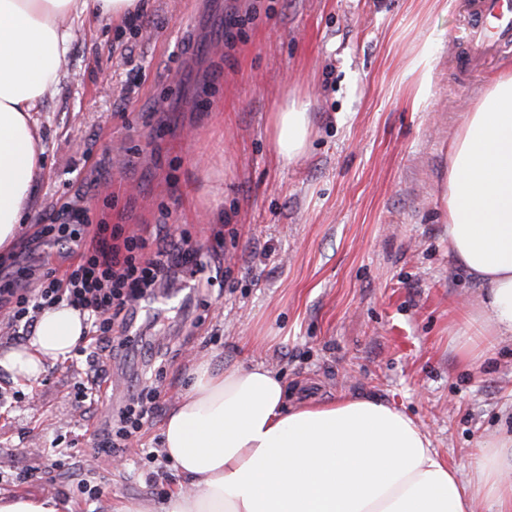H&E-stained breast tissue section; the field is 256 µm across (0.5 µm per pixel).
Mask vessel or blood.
<instances>
[{
  "label": "vessel or blood",
  "mask_w": 512,
  "mask_h": 512,
  "mask_svg": "<svg viewBox=\"0 0 512 512\" xmlns=\"http://www.w3.org/2000/svg\"><path fill=\"white\" fill-rule=\"evenodd\" d=\"M472 17L469 44L474 58L512 44V0H474Z\"/></svg>",
  "instance_id": "vessel-or-blood-1"
}]
</instances>
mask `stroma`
<instances>
[{"mask_svg":"<svg viewBox=\"0 0 512 512\" xmlns=\"http://www.w3.org/2000/svg\"><path fill=\"white\" fill-rule=\"evenodd\" d=\"M142 2L149 26L76 30L35 114L45 162L18 240L69 207L126 236L171 225L205 271L136 302L124 334L138 352L102 355L111 397L79 398L87 339L38 378L0 369V496L162 512L186 484L160 456L165 410L204 358L266 363L292 404L395 406L468 470L479 441L512 429V343L481 367L459 354L456 319L480 293L448 254V160L512 47L472 61L470 0ZM251 10L225 40V20ZM290 91L308 97L313 134L283 165L268 118ZM151 386L165 410L126 462L96 457L109 412Z\"/></svg>","mask_w":512,"mask_h":512,"instance_id":"35a3bbf8","label":"stroma"}]
</instances>
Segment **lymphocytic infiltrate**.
Returning <instances> with one entry per match:
<instances>
[{"mask_svg": "<svg viewBox=\"0 0 512 512\" xmlns=\"http://www.w3.org/2000/svg\"><path fill=\"white\" fill-rule=\"evenodd\" d=\"M199 252L187 240L175 237L170 225L158 228L154 240L122 236L120 229L97 225L90 248L79 255L63 280L46 278L34 290L22 288L12 275L0 274V300L8 301L6 326L12 338L31 332L40 310L59 301L86 312L100 351L111 346L128 348L127 339H111L114 325L126 324L136 300L180 270L197 264ZM161 392L132 394L128 404L115 417L114 436L104 438L98 450L104 454L119 451L122 442L140 431L142 424L160 408Z\"/></svg>", "mask_w": 512, "mask_h": 512, "instance_id": "1", "label": "lymphocytic infiltrate"}]
</instances>
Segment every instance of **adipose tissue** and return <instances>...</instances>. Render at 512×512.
Returning a JSON list of instances; mask_svg holds the SVG:
<instances>
[{
    "instance_id": "obj_1",
    "label": "adipose tissue",
    "mask_w": 512,
    "mask_h": 512,
    "mask_svg": "<svg viewBox=\"0 0 512 512\" xmlns=\"http://www.w3.org/2000/svg\"><path fill=\"white\" fill-rule=\"evenodd\" d=\"M138 0H0V249L19 236L41 170L32 115L60 81L75 26L122 18ZM309 104L288 95L269 116L277 160L306 151ZM448 251L484 292L458 333L487 353L512 341V67L482 89L448 165ZM86 316L44 308L30 336L0 353L12 376L67 358ZM163 448L190 489L164 512H512V434L481 441L468 472L448 465L403 411L367 398L299 406L264 364L201 360L163 426Z\"/></svg>"
}]
</instances>
